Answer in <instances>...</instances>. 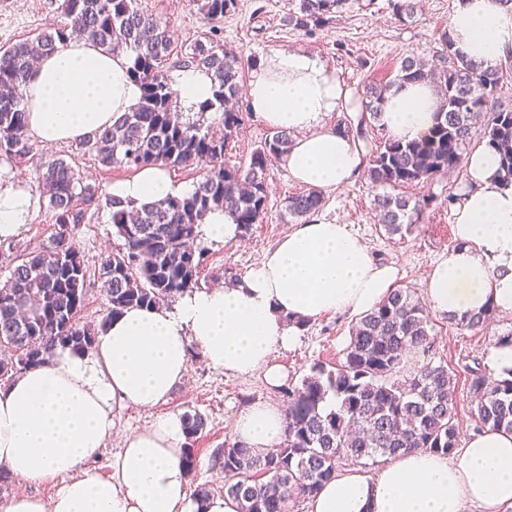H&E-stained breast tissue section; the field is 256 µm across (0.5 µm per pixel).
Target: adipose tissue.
I'll list each match as a JSON object with an SVG mask.
<instances>
[{"instance_id":"obj_1","label":"adipose tissue","mask_w":512,"mask_h":512,"mask_svg":"<svg viewBox=\"0 0 512 512\" xmlns=\"http://www.w3.org/2000/svg\"><path fill=\"white\" fill-rule=\"evenodd\" d=\"M453 47L495 69L512 60V7L502 0H459L448 21ZM130 53L108 55L71 40L34 66L24 89L30 133L42 143L82 140L112 126L139 102ZM183 111L210 99V74L194 66L175 73ZM350 93L333 67L304 50L277 49L254 63L247 102L269 127L297 133L283 163L298 183L334 190L365 166L353 136L328 124L348 108ZM439 96L428 83H400L387 96L380 124L402 142L431 137ZM498 154L473 150V182L453 212L454 246L434 262L425 297L438 313L461 316L486 307L512 315V185L497 177ZM178 187L157 166L113 185V195L152 203ZM28 187L0 174V241L27 227ZM396 283L393 267L376 263L347 225L310 219L284 235L257 266L229 288L185 294L171 308L131 307L84 351L54 346L40 365L0 388V469L39 484L62 477L49 497L18 493L0 512H236L230 498L196 503L182 464L184 423L172 412L128 433L109 474L92 468L112 437L115 413L167 401L185 378L191 348L235 376L263 371L280 386L272 351L293 346L297 323L330 312L365 314ZM248 447L267 450L285 435L283 410L257 401L234 419ZM512 512V434L487 430L455 457L410 451L376 474L350 473L328 482L310 512Z\"/></svg>"}]
</instances>
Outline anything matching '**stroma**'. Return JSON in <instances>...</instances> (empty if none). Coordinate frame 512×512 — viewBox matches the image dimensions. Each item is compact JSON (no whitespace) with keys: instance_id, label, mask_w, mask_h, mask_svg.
<instances>
[{"instance_id":"stroma-1","label":"stroma","mask_w":512,"mask_h":512,"mask_svg":"<svg viewBox=\"0 0 512 512\" xmlns=\"http://www.w3.org/2000/svg\"><path fill=\"white\" fill-rule=\"evenodd\" d=\"M457 0H419L413 19L399 21L389 0H346L332 22L307 35L287 23L297 10L299 0H238L235 13L224 17L216 26L224 45L239 54L245 63H253L261 54L276 48L300 49L318 55L335 68L339 77L353 93L354 102H361L363 87L368 83L392 80L404 57L413 56L429 65H441L440 35ZM139 7L161 17L172 35L177 55L169 60L170 71L183 64L180 49L207 34L210 27L199 11L197 0H138ZM63 20L61 0H0V48L35 38L52 30ZM237 110L242 126L226 152L228 165H245L259 148L270 129L253 112L246 98H238ZM62 159L79 171L84 182L111 193L116 182L128 179L129 171L102 166L92 153L75 142L33 143L25 163L17 164L0 157V167L23 179L35 199V209L26 230L14 245L19 251H38L48 245L54 231L55 218L38 180V173L49 161ZM267 209L259 224L239 233L235 242L224 244L199 239L203 248L199 288L231 284L241 278L298 221L287 210L289 196L302 192V185L293 181L281 162L269 166ZM464 173L436 177L424 186L403 188L404 196L418 198L434 195L435 201L420 221L400 236H388L375 217L377 192L365 177L337 190L324 191L322 219L348 225L351 232L367 245L373 258L396 268L400 287L411 289L415 298H423V283L439 254L454 245L453 210L445 204L448 193L462 192L466 187ZM76 244L87 270L86 295L80 313L82 323L99 326L105 315L107 301L97 279L102 262L123 245L105 206H92L85 213L83 224L76 231ZM433 346L430 351L412 352L408 364L418 366L434 361L454 369L456 419L459 424V445H466L475 436L473 417L475 403L469 389L466 365L485 360L502 336L512 333V316L493 314L482 329L458 330L447 317L432 313ZM354 316L329 313L300 328L295 345L272 352L271 360L283 367L291 384H299L310 366L317 361L333 365L342 362L350 340ZM262 400L277 407L285 401L279 390L270 388L262 373L236 377L211 367L199 349H192L190 370L183 385L177 387L168 401L151 410L129 407L119 412L117 429L98 459L99 469H106L112 456L123 444L126 433L152 425L160 416L171 412L197 413L205 427L194 444L196 470L189 479L190 492L206 488L211 493L222 491L221 470L214 461V451L224 441L234 439L233 419L246 404Z\"/></svg>"}]
</instances>
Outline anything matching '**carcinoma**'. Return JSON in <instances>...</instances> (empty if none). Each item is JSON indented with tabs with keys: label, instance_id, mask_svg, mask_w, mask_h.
Instances as JSON below:
<instances>
[{
	"label": "carcinoma",
	"instance_id": "1",
	"mask_svg": "<svg viewBox=\"0 0 512 512\" xmlns=\"http://www.w3.org/2000/svg\"><path fill=\"white\" fill-rule=\"evenodd\" d=\"M207 22L224 18L237 0H198ZM345 0H300L288 25L308 32L330 23ZM65 22L50 33L20 42L0 53V157L22 163L31 152L23 89L32 62L71 36H84L102 52L129 50L130 75L142 95L133 110L93 140L88 150L107 167L169 170L193 167L201 179L184 194L134 205L105 197L112 224L124 240L122 249L102 265L98 279L107 301L101 326L130 306L155 307L193 291L200 274L194 242L206 216L217 209L243 231L262 221L266 209L268 166L288 155L291 133L274 130L250 157L247 167L224 163L230 140L242 122L233 108L242 88V59L210 37L189 46L187 64L210 73L212 98L199 112H220L224 133L202 131L186 122L178 109V93L166 67L172 39L161 18L136 0H62ZM441 58L448 66L436 77L441 99L437 126L424 143L386 138L366 157L364 173L375 188L426 184L435 176L464 166L463 149L472 139L473 120L484 115L482 141L500 156L499 176L512 182V108L497 97L503 68L487 70L453 50L449 32L440 37ZM431 77L425 64L402 59L394 81L368 84L355 127L344 131L359 139L380 129L381 108L399 82ZM55 215L57 229L49 246L22 255L7 265L0 285V379L38 366L51 348L91 347L95 330L80 324L85 300L86 269L75 242L86 208L99 202V189L83 183L65 160L49 162L40 174ZM432 197L416 200L389 193L375 199L377 221L389 236L401 235L422 218ZM321 192L312 189L288 199V213L309 218L323 207ZM487 308L460 318L448 317L460 330L481 329L492 315ZM428 310L408 288H395L352 326L345 359L327 368L310 367L300 384L281 389L286 398L285 436L279 448L257 451L240 441H224L215 462L224 473V495L237 501L238 512H289L293 501L314 497L347 461L366 466L379 457H396L416 449L449 454L458 445L453 394L455 374L429 361L406 370L408 353L430 348ZM475 395L474 415L483 428L512 433V373L496 378L479 361L467 368ZM186 445L182 457L187 474L195 472L194 443L204 419L184 413Z\"/></svg>",
	"mask_w": 512,
	"mask_h": 512
}]
</instances>
